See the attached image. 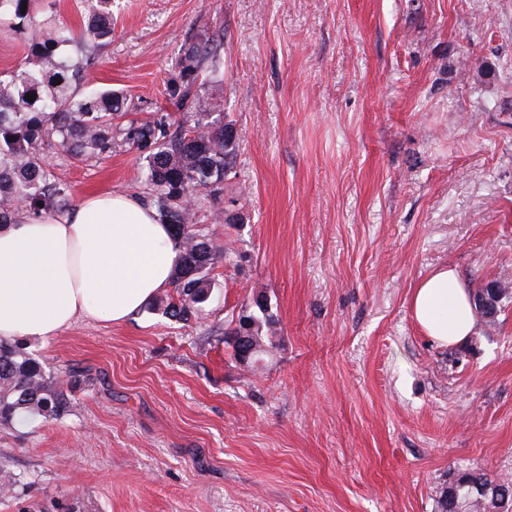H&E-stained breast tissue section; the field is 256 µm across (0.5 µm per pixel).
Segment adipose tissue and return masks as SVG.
I'll return each instance as SVG.
<instances>
[{
	"label": "adipose tissue",
	"mask_w": 512,
	"mask_h": 512,
	"mask_svg": "<svg viewBox=\"0 0 512 512\" xmlns=\"http://www.w3.org/2000/svg\"><path fill=\"white\" fill-rule=\"evenodd\" d=\"M176 259L168 225L134 194L19 218L0 227V340H47L81 318L125 322L168 288ZM411 310L443 346L465 342L476 328L468 287L452 266L416 285Z\"/></svg>",
	"instance_id": "ef3b65f1"
}]
</instances>
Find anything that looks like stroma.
<instances>
[{
	"label": "stroma",
	"instance_id": "obj_1",
	"mask_svg": "<svg viewBox=\"0 0 512 512\" xmlns=\"http://www.w3.org/2000/svg\"><path fill=\"white\" fill-rule=\"evenodd\" d=\"M95 84L145 117L194 35L224 25L241 224L197 211L217 262L201 319L144 309L27 340L52 372L91 373L59 421L0 426L21 479L0 512H435L479 468L512 480V297L496 324L443 347L416 284L456 267L512 283V0H116ZM48 170L72 203L145 194L132 151ZM264 291L279 319L265 365L224 345Z\"/></svg>",
	"mask_w": 512,
	"mask_h": 512
}]
</instances>
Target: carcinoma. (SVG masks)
I'll return each mask as SVG.
<instances>
[{"label": "carcinoma", "instance_id": "cac0c4a2", "mask_svg": "<svg viewBox=\"0 0 512 512\" xmlns=\"http://www.w3.org/2000/svg\"><path fill=\"white\" fill-rule=\"evenodd\" d=\"M36 0H0V23L24 43L20 67L0 76V225L15 211L38 216L70 205V189L46 170L43 150L59 147L72 157L134 150L143 162L142 178L160 221L170 228L178 260L170 290L149 303L151 310L177 322L198 317L214 289L210 270L230 249L219 251L210 234L194 224L200 196L224 193L238 146L235 123L224 112V30L190 39L175 63L177 74L164 95L175 112L136 118L140 107L124 93L90 85L94 56L87 52L112 41V0H95L83 29L58 20L47 27L34 20ZM78 54L73 57L67 50ZM34 96V101L26 95ZM278 320L261 305L254 308L249 335L264 353L274 347ZM88 380L85 370H46L22 344L0 342V425L34 413L58 420L72 408L71 392ZM495 485L511 494L512 481L483 470L465 469L459 481L443 486L437 512H456L470 487Z\"/></svg>", "mask_w": 512, "mask_h": 512}]
</instances>
